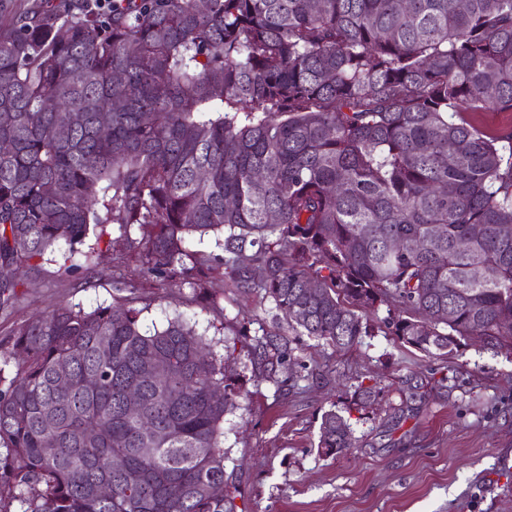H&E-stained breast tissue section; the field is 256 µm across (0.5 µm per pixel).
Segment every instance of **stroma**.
Wrapping results in <instances>:
<instances>
[{
    "label": "stroma",
    "mask_w": 512,
    "mask_h": 512,
    "mask_svg": "<svg viewBox=\"0 0 512 512\" xmlns=\"http://www.w3.org/2000/svg\"><path fill=\"white\" fill-rule=\"evenodd\" d=\"M66 246L40 263L13 309L0 311V344L14 323L58 304L85 310L112 303V283L133 280L131 293L145 326L163 325L179 312L198 330L239 339L238 313L265 318L258 300L225 292L217 302L188 287H161L132 277L135 259L100 251L90 279L60 274ZM300 367L294 385L276 390L256 381L247 359L235 371L252 398L224 423L226 471L236 486L239 512H512V354L462 341L447 355H426L384 327L356 345L337 350L307 336L295 337ZM425 384V403L407 411L403 381ZM374 385L371 406L353 411V452L333 457L318 448L321 416L343 410L359 385Z\"/></svg>",
    "instance_id": "obj_1"
}]
</instances>
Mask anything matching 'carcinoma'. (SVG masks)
Here are the masks:
<instances>
[{"instance_id":"1","label":"carcinoma","mask_w":512,"mask_h":512,"mask_svg":"<svg viewBox=\"0 0 512 512\" xmlns=\"http://www.w3.org/2000/svg\"><path fill=\"white\" fill-rule=\"evenodd\" d=\"M488 109L512 111V0H0V264L137 224L143 277L254 295L287 325L238 348L181 314L146 329L124 297L20 322L0 512H235L210 492L248 397L232 367L283 389L292 336L344 349L375 321L429 355L511 352L512 131L477 127ZM217 232L224 256L190 248ZM22 286L0 283V310ZM318 448H353L350 418L325 412Z\"/></svg>"}]
</instances>
